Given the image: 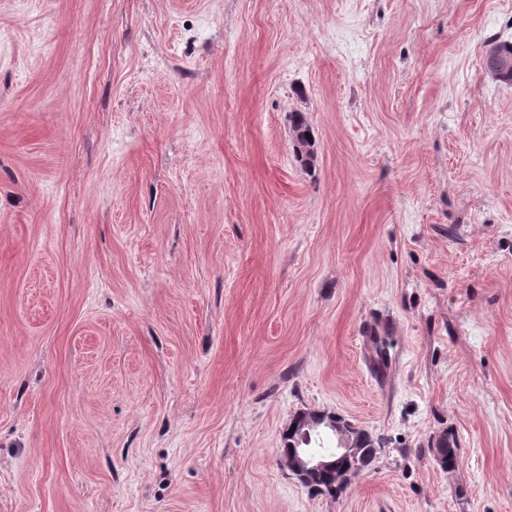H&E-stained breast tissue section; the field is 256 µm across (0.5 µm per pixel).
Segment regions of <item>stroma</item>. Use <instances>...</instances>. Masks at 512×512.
<instances>
[{"label":"stroma","instance_id":"35a3bbf8","mask_svg":"<svg viewBox=\"0 0 512 512\" xmlns=\"http://www.w3.org/2000/svg\"><path fill=\"white\" fill-rule=\"evenodd\" d=\"M492 36L512 0H0V512H512ZM300 414L386 445L317 491ZM293 151L296 160L305 169H312L317 156L313 151L312 132L302 112H293L291 118ZM312 138V139H311Z\"/></svg>","mask_w":512,"mask_h":512}]
</instances>
